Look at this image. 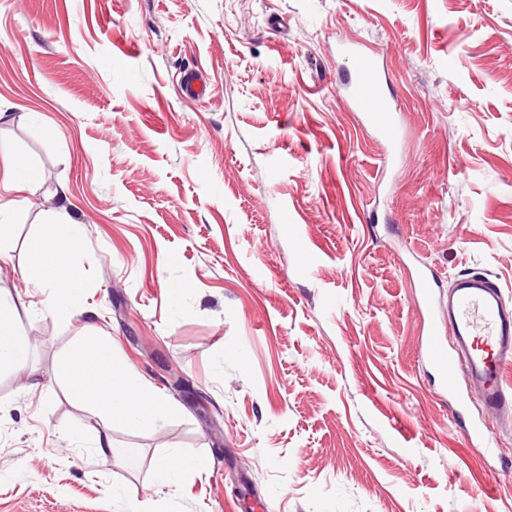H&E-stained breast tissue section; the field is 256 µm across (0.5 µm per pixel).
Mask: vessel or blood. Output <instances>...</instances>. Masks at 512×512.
Wrapping results in <instances>:
<instances>
[{"mask_svg": "<svg viewBox=\"0 0 512 512\" xmlns=\"http://www.w3.org/2000/svg\"><path fill=\"white\" fill-rule=\"evenodd\" d=\"M342 52L352 62L342 83L344 97L382 141L395 142L398 128L382 89V71L356 45H343ZM419 356L440 375L443 388L463 387L477 396L483 416L471 424L467 435L471 443L492 451V424L512 422V385L503 378L505 368L512 366V302L491 275L454 278L447 319L442 324L430 321Z\"/></svg>", "mask_w": 512, "mask_h": 512, "instance_id": "1", "label": "vessel or blood"}]
</instances>
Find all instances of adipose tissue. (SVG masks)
<instances>
[{"label":"adipose tissue","instance_id":"obj_1","mask_svg":"<svg viewBox=\"0 0 512 512\" xmlns=\"http://www.w3.org/2000/svg\"><path fill=\"white\" fill-rule=\"evenodd\" d=\"M83 247L81 224L69 219L64 210L51 212L39 234L30 239L32 261L23 271L24 281L46 288L44 309L61 315L74 313L83 286L79 261ZM18 311L0 304V366L26 363L28 349L18 328ZM68 393L76 402L89 404L97 419L80 437L105 459L136 470L139 454L112 442L110 432L117 424H136L172 413L173 403L162 397L113 352L107 337L94 336L74 344L61 365Z\"/></svg>","mask_w":512,"mask_h":512}]
</instances>
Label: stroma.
I'll return each mask as SVG.
<instances>
[{"label":"stroma","instance_id":"obj_1","mask_svg":"<svg viewBox=\"0 0 512 512\" xmlns=\"http://www.w3.org/2000/svg\"><path fill=\"white\" fill-rule=\"evenodd\" d=\"M347 41L395 145L339 93ZM0 144L37 172L0 243L29 349L0 367V512H512V426L470 443L417 305L426 268L438 299L468 273L512 297V0H0ZM61 205L69 317L21 278ZM102 335L175 405L114 426L134 473L74 437L96 419L59 364ZM177 454L209 465L160 486Z\"/></svg>","mask_w":512,"mask_h":512}]
</instances>
